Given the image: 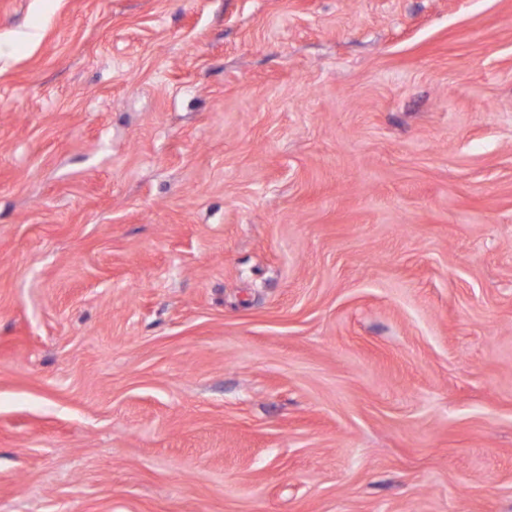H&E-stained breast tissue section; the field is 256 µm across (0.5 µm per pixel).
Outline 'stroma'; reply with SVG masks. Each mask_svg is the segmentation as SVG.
<instances>
[{"instance_id": "35a3bbf8", "label": "stroma", "mask_w": 512, "mask_h": 512, "mask_svg": "<svg viewBox=\"0 0 512 512\" xmlns=\"http://www.w3.org/2000/svg\"><path fill=\"white\" fill-rule=\"evenodd\" d=\"M0 512H512V0H0Z\"/></svg>"}]
</instances>
